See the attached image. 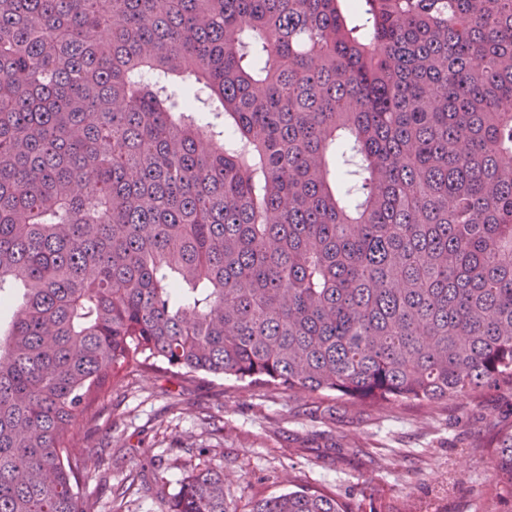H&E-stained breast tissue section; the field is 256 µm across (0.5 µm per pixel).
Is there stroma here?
Returning <instances> with one entry per match:
<instances>
[{
	"label": "stroma",
	"instance_id": "stroma-1",
	"mask_svg": "<svg viewBox=\"0 0 512 512\" xmlns=\"http://www.w3.org/2000/svg\"><path fill=\"white\" fill-rule=\"evenodd\" d=\"M511 422L510 389L373 404L154 370L115 382L73 439L110 468L107 479L85 481L91 512H112L113 486L140 466L152 490L130 494L129 512H162L204 466L231 479L236 512L286 492L291 477L364 512H486L489 443Z\"/></svg>",
	"mask_w": 512,
	"mask_h": 512
}]
</instances>
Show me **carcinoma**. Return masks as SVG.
Listing matches in <instances>:
<instances>
[{"mask_svg":"<svg viewBox=\"0 0 512 512\" xmlns=\"http://www.w3.org/2000/svg\"><path fill=\"white\" fill-rule=\"evenodd\" d=\"M8 305L0 512H89L72 431L134 367L512 390V0H0ZM493 459L494 506L512 426ZM164 512H233L224 474Z\"/></svg>","mask_w":512,"mask_h":512,"instance_id":"cac0c4a2","label":"carcinoma"}]
</instances>
